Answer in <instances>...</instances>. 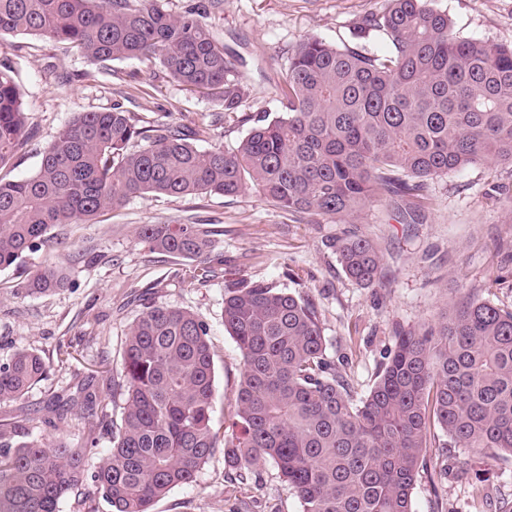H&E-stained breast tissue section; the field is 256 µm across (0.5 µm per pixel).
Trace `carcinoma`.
<instances>
[{
	"label": "carcinoma",
	"mask_w": 512,
	"mask_h": 512,
	"mask_svg": "<svg viewBox=\"0 0 512 512\" xmlns=\"http://www.w3.org/2000/svg\"><path fill=\"white\" fill-rule=\"evenodd\" d=\"M215 0L180 12L170 0H0V37L33 35L76 48L91 66L157 61L177 83L215 91L224 116L249 123L233 152L200 150L195 132L160 120L142 126L116 103L68 122L36 173L0 176V269L50 245V227L91 221L146 194L237 195L247 189L299 216L356 224L370 203H391L420 182L468 167L512 165V46L457 36L448 14L425 0H385L357 22L351 40L301 41L288 58L281 115H237L247 88L205 18ZM383 39L385 54L367 44ZM11 67L0 65V170L26 126ZM150 249L202 259L200 224H142ZM348 278L383 279L382 254L354 234L333 240ZM61 268L30 276L27 291L63 285ZM224 328L243 362L235 434L212 424L214 351L208 324L192 312L151 305L129 326L121 425L112 448L87 462L73 448L0 429V512H59L91 485L111 512H151L224 454L238 480L272 462L301 512H413L423 448L438 428L448 445L512 457V309L475 296L442 320L396 332L394 349L364 399H350L329 360L315 305L264 281L224 296ZM20 349L0 364V402L26 395L46 374Z\"/></svg>",
	"instance_id": "1"
}]
</instances>
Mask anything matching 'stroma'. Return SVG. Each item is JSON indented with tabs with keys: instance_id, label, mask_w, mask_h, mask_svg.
Segmentation results:
<instances>
[{
	"instance_id": "stroma-1",
	"label": "stroma",
	"mask_w": 512,
	"mask_h": 512,
	"mask_svg": "<svg viewBox=\"0 0 512 512\" xmlns=\"http://www.w3.org/2000/svg\"><path fill=\"white\" fill-rule=\"evenodd\" d=\"M447 12L457 35L512 45V0H428ZM384 0H222L208 22L223 40L246 86L239 114L276 117L288 58L305 38L349 40L360 19L381 11ZM0 62L11 65L27 113V136L11 177L38 168L43 149L75 116L114 103L142 125L161 117L194 126L218 120L203 148L235 149L248 125L224 119L213 95L173 81L157 64L111 62L91 71L82 56L30 35L0 37ZM421 218L401 224L393 206L367 205L358 224L296 219L248 190L234 197L145 194L101 212L93 222L52 227L55 252L27 254L23 267L0 271V362L16 350L39 353L50 367L22 399L0 402V427L45 433L44 417L67 411L64 434L80 443L87 421L80 403L92 383L108 420L97 427V448L112 446L122 410L110 387L120 378L128 325L146 303L193 312L210 327L215 352L213 424L228 429L236 418L242 371L240 351L222 321L224 294L242 280L265 281L311 299L320 314L327 356L364 398L394 348L395 332L438 320L448 305L471 295L512 307V168L470 167L427 180ZM141 224H202L211 242L214 277H194L195 261L150 250L136 238ZM354 231L383 255L384 279L362 286L343 272L331 241ZM66 272L61 288L26 293L28 278L46 263ZM70 352L58 363V351ZM223 454L210 458L195 480L172 489L152 512H300L294 490L272 464L250 481L231 482ZM483 499H473L472 484ZM413 512H512V459L494 451L476 455L432 441L422 451Z\"/></svg>"
}]
</instances>
